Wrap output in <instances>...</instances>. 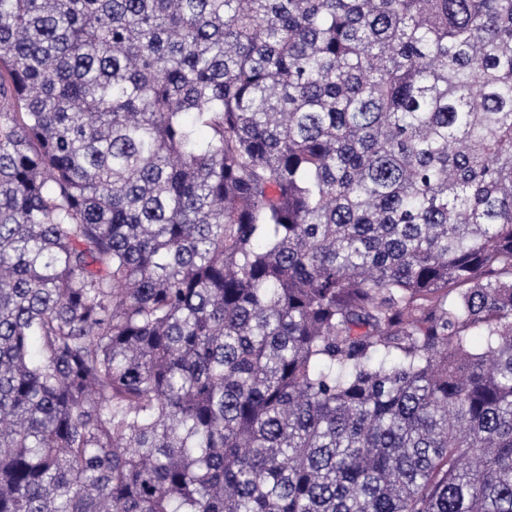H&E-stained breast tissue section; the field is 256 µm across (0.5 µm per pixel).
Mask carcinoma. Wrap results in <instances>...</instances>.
<instances>
[{"instance_id": "1", "label": "carcinoma", "mask_w": 512, "mask_h": 512, "mask_svg": "<svg viewBox=\"0 0 512 512\" xmlns=\"http://www.w3.org/2000/svg\"><path fill=\"white\" fill-rule=\"evenodd\" d=\"M0 512H512V0H0Z\"/></svg>"}]
</instances>
